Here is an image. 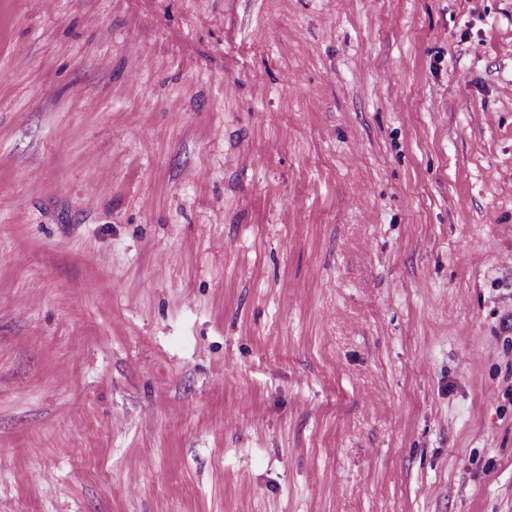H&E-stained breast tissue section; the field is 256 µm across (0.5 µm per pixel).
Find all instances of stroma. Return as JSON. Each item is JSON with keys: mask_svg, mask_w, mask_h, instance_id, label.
<instances>
[{"mask_svg": "<svg viewBox=\"0 0 512 512\" xmlns=\"http://www.w3.org/2000/svg\"><path fill=\"white\" fill-rule=\"evenodd\" d=\"M0 512H512V0H0Z\"/></svg>", "mask_w": 512, "mask_h": 512, "instance_id": "1", "label": "stroma"}]
</instances>
